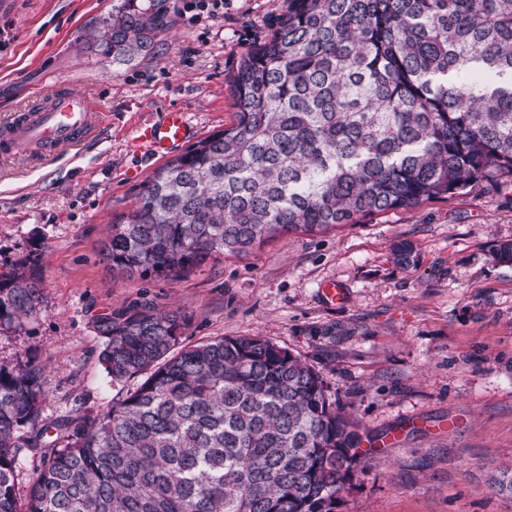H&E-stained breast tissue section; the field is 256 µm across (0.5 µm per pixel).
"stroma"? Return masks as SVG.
<instances>
[{"mask_svg":"<svg viewBox=\"0 0 512 512\" xmlns=\"http://www.w3.org/2000/svg\"><path fill=\"white\" fill-rule=\"evenodd\" d=\"M164 0L168 30L151 53L115 62L89 33L112 0H0V118L53 78L93 98L100 135L68 162L0 160V275L44 248L31 272L39 315L0 329V366L31 354L46 372L40 421L103 407L134 390L99 359L94 321L117 310H180V346L261 336L312 366L329 395L379 442L336 512H512L492 477L512 463V188L476 190L318 234L287 233L249 254L222 255L177 277H128L106 262L108 226L134 209L160 167L131 140L172 106L198 142L231 124L230 76L271 32L286 0ZM407 240L417 267L396 265ZM337 283L344 299L321 293Z\"/></svg>","mask_w":512,"mask_h":512,"instance_id":"1","label":"stroma"}]
</instances>
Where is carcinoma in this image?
I'll list each match as a JSON object with an SVG mask.
<instances>
[{"mask_svg":"<svg viewBox=\"0 0 512 512\" xmlns=\"http://www.w3.org/2000/svg\"><path fill=\"white\" fill-rule=\"evenodd\" d=\"M165 27L161 0H117L92 46L129 62ZM231 84L232 125L157 169L110 225L112 268L179 276L287 232L512 186V0H287ZM393 259L416 265L413 243H395ZM491 259L512 264V242ZM42 304L26 269L0 276V326ZM187 325L177 310L98 319L107 375L146 379L50 425L44 368L27 356L0 367V512H335L372 438L266 338L172 353ZM24 448L41 471L21 500Z\"/></svg>","mask_w":512,"mask_h":512,"instance_id":"1","label":"carcinoma"}]
</instances>
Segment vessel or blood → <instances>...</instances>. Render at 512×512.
I'll use <instances>...</instances> for the list:
<instances>
[{
	"label": "vessel or blood",
	"instance_id": "b4317fda",
	"mask_svg": "<svg viewBox=\"0 0 512 512\" xmlns=\"http://www.w3.org/2000/svg\"><path fill=\"white\" fill-rule=\"evenodd\" d=\"M100 125L93 99L58 79L35 105L15 111L0 124V154L56 162L81 148ZM190 131L185 113L171 109L158 123L141 128L132 148L146 158H159L186 142Z\"/></svg>",
	"mask_w": 512,
	"mask_h": 512
}]
</instances>
